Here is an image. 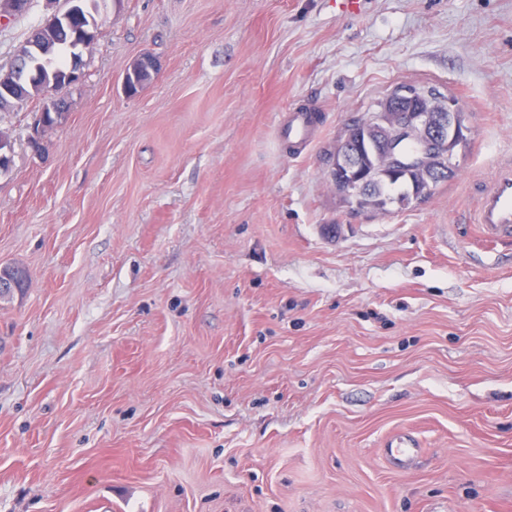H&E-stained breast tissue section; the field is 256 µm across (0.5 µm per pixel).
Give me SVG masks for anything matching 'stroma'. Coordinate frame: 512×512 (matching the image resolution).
Returning <instances> with one entry per match:
<instances>
[{
	"label": "stroma",
	"mask_w": 512,
	"mask_h": 512,
	"mask_svg": "<svg viewBox=\"0 0 512 512\" xmlns=\"http://www.w3.org/2000/svg\"><path fill=\"white\" fill-rule=\"evenodd\" d=\"M66 0L0 24V67ZM67 117L0 109V512H512V0H99ZM159 72L134 97L129 63ZM468 116L424 202L350 211L348 124ZM314 112L290 150L280 125ZM415 437L405 468L383 448ZM147 73V83L148 84L153 78L157 71V63L155 59L148 55L144 54L137 57L127 68L122 82V88L126 95H130L131 86L134 84L138 89H141V84L137 80L138 76H143L145 72ZM478 194L472 222L481 224L490 240L512 237V163L500 164ZM0 268H4V270L13 275L19 288H24L25 282L29 278V273L24 267L7 263L1 264ZM17 285L8 273L0 269V295L10 293L13 289L17 288Z\"/></svg>",
	"instance_id": "35a3bbf8"
}]
</instances>
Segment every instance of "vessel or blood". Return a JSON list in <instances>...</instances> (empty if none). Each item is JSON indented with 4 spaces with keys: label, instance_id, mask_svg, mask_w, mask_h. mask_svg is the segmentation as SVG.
<instances>
[{
    "label": "vessel or blood",
    "instance_id": "vessel-or-blood-1",
    "mask_svg": "<svg viewBox=\"0 0 512 512\" xmlns=\"http://www.w3.org/2000/svg\"><path fill=\"white\" fill-rule=\"evenodd\" d=\"M289 142L308 143L311 118L308 113H292L285 125ZM474 223L480 224L484 235L498 241L512 237V163L500 164L487 187L480 190L473 212Z\"/></svg>",
    "mask_w": 512,
    "mask_h": 512
}]
</instances>
